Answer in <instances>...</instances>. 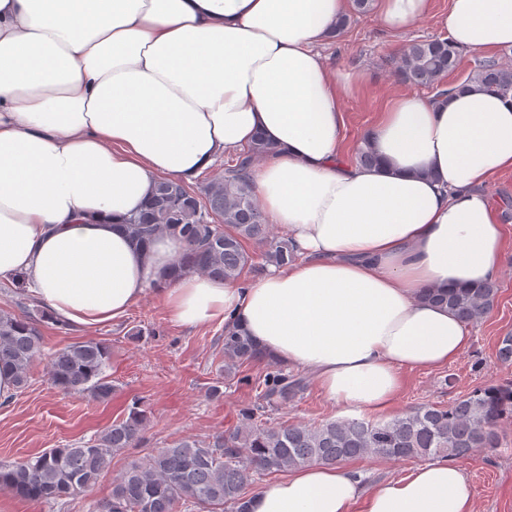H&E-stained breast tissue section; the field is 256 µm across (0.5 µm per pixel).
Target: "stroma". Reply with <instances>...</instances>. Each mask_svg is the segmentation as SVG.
<instances>
[{
	"mask_svg": "<svg viewBox=\"0 0 512 512\" xmlns=\"http://www.w3.org/2000/svg\"><path fill=\"white\" fill-rule=\"evenodd\" d=\"M448 6L449 0H432L430 14L402 36L387 31L377 13L369 12L323 48L331 73H349L355 79L354 89L337 90L346 114V150H354L386 100L406 91V84L392 74V60L407 44L442 35L439 20ZM496 285L492 310L470 326L469 348L448 367L403 372L401 389L384 419L422 403L445 405L476 387L512 379V364L497 357L501 338L512 334V253L503 261ZM40 329L41 353L31 367L27 387L0 403V461L26 460L51 448L89 441L122 418L137 399L143 401L149 421L139 445L114 455L97 484L65 510L24 499L20 512H91L132 460L175 440L213 441L239 425L242 410L248 408L261 425H314L340 417L339 406L324 398L310 378L293 400L264 402L263 382L280 373V366L255 360L235 373H225L223 326L178 325L156 292L137 302L123 318L92 329H73L49 320ZM87 339L109 348L105 374L114 392L105 402L61 391L48 379L50 354ZM215 385L220 386L221 397H211ZM498 431L501 448L460 461L475 491V512H512V420L500 424Z\"/></svg>",
	"mask_w": 512,
	"mask_h": 512,
	"instance_id": "obj_1",
	"label": "stroma"
}]
</instances>
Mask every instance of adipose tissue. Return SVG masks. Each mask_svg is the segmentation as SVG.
I'll return each instance as SVG.
<instances>
[{
	"label": "adipose tissue",
	"mask_w": 512,
	"mask_h": 512,
	"mask_svg": "<svg viewBox=\"0 0 512 512\" xmlns=\"http://www.w3.org/2000/svg\"><path fill=\"white\" fill-rule=\"evenodd\" d=\"M432 0H376L406 33ZM348 0H0V281L58 323L89 329L159 290L177 324H227L265 359L305 369L345 412L382 413L401 373L439 369L470 345L432 288L495 281L512 232L481 186L512 171V95L476 87L433 104L391 98L369 139L346 118L318 48ZM461 49L512 48V0H450ZM277 148L256 186L297 259L256 281L194 272L166 282L185 245L147 249L121 224L155 182H192L255 135ZM451 459L367 484L318 462L271 482L249 512H474Z\"/></svg>",
	"instance_id": "adipose-tissue-1"
}]
</instances>
